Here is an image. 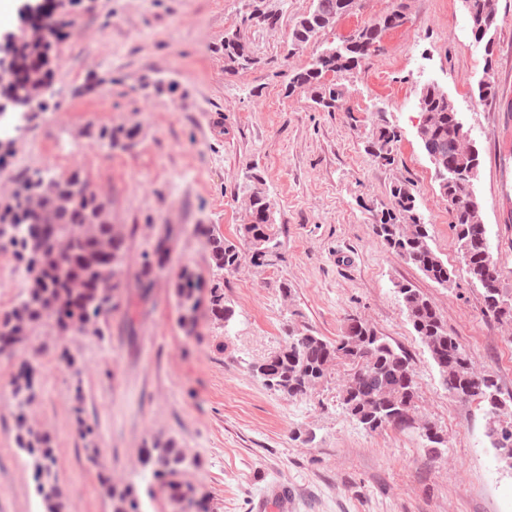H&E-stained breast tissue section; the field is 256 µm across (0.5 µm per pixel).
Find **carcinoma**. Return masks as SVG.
I'll return each mask as SVG.
<instances>
[{
	"mask_svg": "<svg viewBox=\"0 0 512 512\" xmlns=\"http://www.w3.org/2000/svg\"><path fill=\"white\" fill-rule=\"evenodd\" d=\"M354 0H313L310 11L296 21L290 32L291 49L297 50L324 30L353 12ZM473 15L470 28L491 37L498 22V0H471ZM404 0H398L390 11L357 29L335 47L318 53L309 67L295 74L294 86L310 92L313 101L324 111L336 108L345 97L346 87L340 83L343 74L356 69L371 55L369 48L382 43L386 31L401 25ZM256 63L240 31L224 35V67L228 71L247 69ZM25 85L16 88L0 85V99L22 91L25 99L36 104L37 111L49 110L50 95L44 91V77L38 68L30 69ZM421 110L427 114L429 127L421 131L431 151L446 163V171L438 179L441 196L452 201L448 206L450 223L462 271L482 289L484 315L512 324V292L501 286L497 264L487 265L482 258L486 229L482 208L471 193L470 183L478 176L480 153L468 150L471 142L455 131L458 113L448 104L440 89L426 85L419 96ZM88 135L109 149L127 148L133 144L135 132L123 127H90ZM398 134L383 113H376L368 152L375 160L390 166L395 162L393 149ZM250 206L245 209L239 226V241L217 235L204 224L195 230L206 237L212 267L231 273L245 259L255 267H263L278 252L280 240L276 229L275 207L260 174L248 175ZM16 190L11 202L0 205V225L11 232L9 244L22 266L27 286L20 300L0 312V353L12 352L25 338L44 326L53 327L65 336L84 332L102 335L99 322L109 309L117 308L120 297L119 267L125 252V240L112 239L110 202L103 196L86 192L88 184L76 171L66 178L54 175L32 179L15 178ZM37 191L42 205L35 211L27 208L28 195ZM373 231L383 244L405 263L416 267L427 278L443 288L452 282L448 265L430 245L428 225L417 211L411 184L398 181L389 192V203L374 214ZM73 239L71 252L61 254L54 235ZM172 230L159 237L144 254L139 272L143 291L153 286L157 275L170 261ZM112 272V296L98 297L99 283L105 271ZM172 294L178 308V326L188 335L196 333L202 301H207V316L215 322L229 324L234 309L224 300V283L204 280L195 268L183 266L171 281ZM208 290L206 299L199 291ZM407 317L414 332L435 362L440 380L448 395L460 401L477 400L484 406L486 435L496 456L512 469V446L499 443L502 421L499 412L505 407L512 424V397H501L497 380L490 374L477 372L465 350L448 328L435 303L409 283L397 282ZM285 344L267 357L247 364V370L288 400L309 396L330 374L334 362L351 356L362 362V372L346 380L342 403L348 414L369 432L387 428L418 433L424 447L434 455L445 446L444 435L423 433L414 426L417 418L415 397L417 382L408 354L393 346L368 322L351 318L334 339L317 335L294 310L285 328ZM37 364L24 361L13 380L12 395L18 409L17 448L29 458L33 487L43 512H64L66 495L56 476L57 458L52 439L25 426L24 409L34 398ZM187 457L175 440L153 442L140 450V479L159 484L176 505H187L196 512H207L204 496L197 489L178 480ZM100 486L110 500L112 512H143L136 484H116L112 476L100 475Z\"/></svg>",
	"mask_w": 512,
	"mask_h": 512,
	"instance_id": "cac0c4a2",
	"label": "carcinoma"
}]
</instances>
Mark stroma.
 Segmentation results:
<instances>
[{
    "label": "stroma",
    "mask_w": 512,
    "mask_h": 512,
    "mask_svg": "<svg viewBox=\"0 0 512 512\" xmlns=\"http://www.w3.org/2000/svg\"><path fill=\"white\" fill-rule=\"evenodd\" d=\"M394 2L359 0L293 52L289 34L312 0H63L71 25L54 49L50 109L17 133L0 203L16 175L79 171L126 233L121 297L133 307L109 312L98 336L38 330L22 356L0 355V385L21 357L39 360L25 423L53 440L69 512H111L98 473L136 479L140 448L170 438L191 458L181 478L205 495L208 512H256L282 486L280 512H512V469L485 433L483 405L449 397L394 289L404 281L430 297L474 367L512 395V325L484 315L481 289L462 272L448 204L417 136L420 91L437 83L480 151L476 195L502 285L512 289V0H498L489 46L475 42L462 0H406L405 24L347 73L334 111L290 86L313 56ZM235 29L256 63L228 72L220 46ZM487 74L497 95L482 101L476 85ZM380 111L400 134L387 167L367 150ZM105 124L137 127L134 145L110 151L88 137ZM251 170L275 205L278 258L262 268L243 262L225 276L233 319L203 317L185 335L166 278L139 302L141 255L156 228L171 224L181 233L170 272L189 265L216 277L194 227L236 239ZM404 180L454 273L450 287L405 264L373 232V210ZM284 282L290 295L280 291ZM294 310L319 335L336 338L355 316L401 347L416 375L417 415L447 440L439 455L415 432L363 429L342 404L347 363L297 400L252 376L248 362L282 345ZM63 351L74 367L59 361ZM15 433L12 395L0 394V512H42Z\"/></svg>",
    "instance_id": "35a3bbf8"
}]
</instances>
